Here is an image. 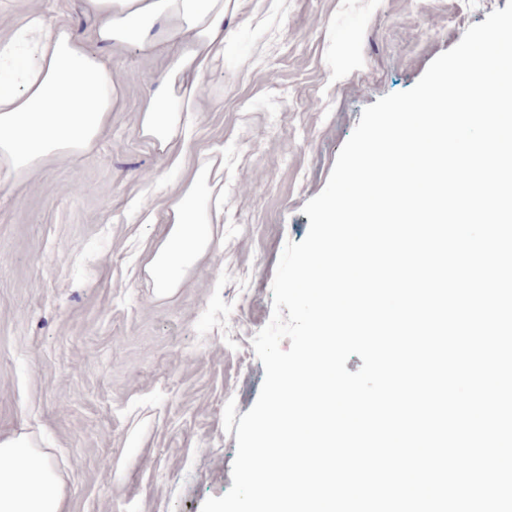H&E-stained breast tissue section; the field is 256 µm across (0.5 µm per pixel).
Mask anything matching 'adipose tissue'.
Returning <instances> with one entry per match:
<instances>
[{
  "mask_svg": "<svg viewBox=\"0 0 512 512\" xmlns=\"http://www.w3.org/2000/svg\"><path fill=\"white\" fill-rule=\"evenodd\" d=\"M225 0H81L98 52L76 29L33 10L0 43V191L54 157L91 150L105 134L122 93L108 50L165 51L149 83L137 131L173 164L190 144L206 74L224 62ZM224 154L211 152L173 191L162 214L169 229L146 266L162 291L215 245ZM0 512H66L64 482L31 433L0 438Z\"/></svg>",
  "mask_w": 512,
  "mask_h": 512,
  "instance_id": "ef3b65f1",
  "label": "adipose tissue"
}]
</instances>
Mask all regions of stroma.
<instances>
[{
	"mask_svg": "<svg viewBox=\"0 0 512 512\" xmlns=\"http://www.w3.org/2000/svg\"><path fill=\"white\" fill-rule=\"evenodd\" d=\"M507 0H228L224 65L205 79L184 163L224 154L222 247L163 293L144 266L180 179L135 127L160 58L112 49L122 105L89 152L0 195V434L34 432L67 512H201L232 485L236 426L264 368L286 242L378 98L412 88ZM90 24L79 0H0V41L33 8Z\"/></svg>",
	"mask_w": 512,
	"mask_h": 512,
	"instance_id": "stroma-1",
	"label": "stroma"
}]
</instances>
